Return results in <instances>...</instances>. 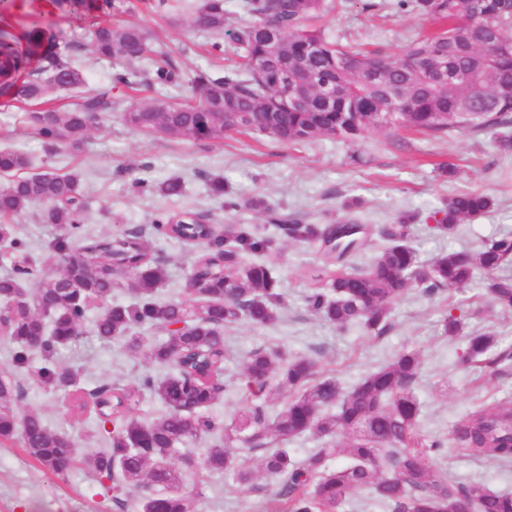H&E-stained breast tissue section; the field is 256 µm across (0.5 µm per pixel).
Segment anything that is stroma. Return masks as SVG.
I'll return each instance as SVG.
<instances>
[{"mask_svg":"<svg viewBox=\"0 0 512 512\" xmlns=\"http://www.w3.org/2000/svg\"><path fill=\"white\" fill-rule=\"evenodd\" d=\"M397 0H353L341 13L328 12L323 25L332 36L358 40L382 54L399 57L415 38L432 30L431 22L400 12ZM112 23L138 22L166 45L183 81L158 85L135 93L111 78L119 65L96 61L91 51L90 28L80 19L70 0L61 6L48 0H0V30L21 36L33 23L50 28L63 41L76 42L84 61L86 83L82 92L61 94L60 103H77L81 93L111 87L114 111L90 133L91 144L79 156L60 153L58 167L81 174L87 202L85 227L91 235H120L141 230L153 257L167 270L162 299L188 296V277L199 251L186 241L155 236L152 221L162 210L189 207L204 213L210 224L223 229L241 224L267 239L264 261L279 280L284 303L279 320L269 327L242 322L224 331V378L228 384L213 411L232 422L243 408L238 384L249 352L261 348L285 358H314L319 372L350 387L366 372L379 369L405 350L418 353L422 370L412 391L419 403L426 437H449L453 425L476 404L512 406V361L493 369L463 363V337H449L442 320L448 310L465 318L470 332H488L495 338L492 355L512 353V316L492 305L479 284L430 296L422 287L409 288L395 302L390 330L374 337L353 326L345 330L323 321L308 310L305 296L309 271L319 263L316 249L301 245L271 223L264 212L249 208L260 197L276 213L294 215L310 224H326L344 218V203L357 201L354 212L371 248L349 254L354 265L366 264L380 244L384 225L404 213L415 214L412 245L421 264L438 254L467 250L483 238L512 231V155L499 153L492 133L452 130L432 136L410 130H374L350 146L320 139L302 146H284L251 133L231 132L221 142L186 143L174 138L149 136L130 130L121 112L157 99L180 98L188 92V79L200 70L228 72L236 55L225 35L195 29L189 13L178 16L150 9L146 0H123ZM21 104L0 96V147L26 152L42 164L47 153L39 137L20 125L16 115ZM224 179L223 196H213L209 180ZM170 177L181 178L182 196L165 198L153 192V184ZM142 179L146 191L133 183ZM459 192H482L493 197L494 207L484 215L459 225L454 234L440 233L434 213L444 199ZM97 310H90L82 333L58 355L60 364L80 369L82 386L93 390L112 381L135 389L139 376L149 367L141 356L131 355L121 342L102 344L93 331ZM21 411L40 415L52 430L74 436L80 447H94L96 429L91 412L78 411L73 400L51 393L34 379L23 382ZM263 454L238 451L236 461L250 470L252 487L239 486L231 475L205 476L201 496L191 503L193 512H264L267 480L262 471ZM428 465L465 485L480 484L487 490L512 493V461L491 454L474 456L448 447L431 455ZM0 512H120L110 493L86 471L76 468L60 478L43 468L21 443L0 444Z\"/></svg>","mask_w":512,"mask_h":512,"instance_id":"obj_1","label":"stroma"}]
</instances>
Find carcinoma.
Returning <instances> with one entry per match:
<instances>
[{"label": "carcinoma", "mask_w": 512, "mask_h": 512, "mask_svg": "<svg viewBox=\"0 0 512 512\" xmlns=\"http://www.w3.org/2000/svg\"><path fill=\"white\" fill-rule=\"evenodd\" d=\"M482 25L469 20V0H397L400 11L437 26L410 42L398 59L373 53L360 45L342 44L311 21L326 11V0H278L268 12L266 0H242L249 20L231 39L241 51L237 67L220 76L200 70L191 92L178 102L157 101L121 113L132 130L173 137L185 142H219L230 131L255 132L281 145L331 138L355 145L376 129L406 128L442 135L450 129L493 132L512 123V0H480ZM80 15L92 26V53L100 61L149 60L153 74H122L127 87L167 85L179 73L168 55L156 48L139 24L114 27L99 17L118 9L115 0H75ZM191 22L201 31L222 34L224 0H196ZM279 29L277 56L293 69L304 66L311 79L299 100L282 96L277 67L263 61L270 45L263 29ZM26 49L0 37V95L25 105L19 123L43 142L47 154L63 149L72 155L89 144L94 112H112V93L105 88L71 107L55 103L60 90L84 86L85 73L48 28L34 24L26 34ZM24 80H19L23 71ZM336 87L326 102L321 86ZM30 160L11 147L0 149V177L9 185L0 191V244L12 257L26 253L28 243L15 234L14 219L35 206L42 221L54 228L47 245V270L31 274L23 264L0 274V313L11 345L10 361L19 371H34L46 390L65 396L80 391L79 370L59 365L58 351L80 335L90 305L102 303L94 332L100 342L123 341L134 355L145 353L153 364L170 367L164 378L143 374L137 390L158 400L165 411L144 422L133 413L134 394L106 382L89 394L106 446L79 452L72 437L52 432L36 413L17 419L13 402L19 386L12 376H0V440L21 432L28 453L46 470L65 477L79 464L110 481L112 500L124 507L132 491L141 495L139 512H191L192 495L179 490L184 476L201 471L232 473L240 484L252 474L235 466L233 450L265 448L263 468L276 491L268 496L266 512H339L350 497L373 493L389 512H456L467 499L473 512H512V494L494 493L480 485L456 484L446 474L427 467L425 459L444 447L427 438L419 423V404L410 386L421 371L419 356L401 352L385 366L363 375L343 389L332 377H320L310 357L275 360L265 350L246 356L245 402L229 426L211 413L223 391L224 328L246 320L267 326L278 320L284 297L273 269L252 259L268 249V241L243 227L217 237L205 216L193 209L164 211L152 222L155 233L182 241L196 237L200 253L190 275L198 301L161 303L156 297L167 279L166 269L152 256L139 231L112 237H90L84 224L85 202L78 172H60L45 165L29 171ZM494 199L485 193H457L437 210V228L453 233L467 220L489 212ZM356 220L345 223L285 225L289 239L318 248L321 263L310 271L308 308L344 330L358 325L377 337L390 328L391 307L405 291L422 285L435 295L464 288L477 278L491 302L512 311V273L501 268L512 257V232L482 241L476 251H454L420 264L408 244L405 219L383 230V247L363 266L344 257L369 247L355 232ZM125 263L134 275L133 298L112 302L120 284L89 274L112 260ZM159 328L163 340L146 344L138 329ZM462 316L448 313L444 331L462 336L464 361L476 363L487 355L494 337L464 333ZM40 340L36 347L31 345ZM284 388L290 398L274 415L268 413V388ZM335 412H330V409ZM326 438L323 447L299 460L286 448L270 444L291 436ZM349 438V463L333 466L331 439ZM202 435L213 437L201 458H182L174 467L168 459L176 445ZM452 439L472 455L492 453L512 458V408L483 403L455 424Z\"/></svg>", "instance_id": "obj_1"}]
</instances>
